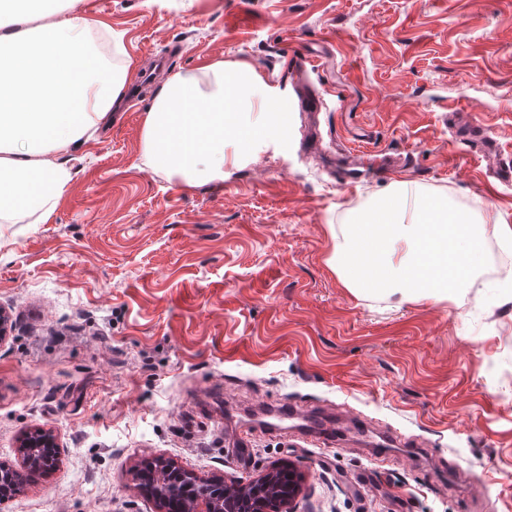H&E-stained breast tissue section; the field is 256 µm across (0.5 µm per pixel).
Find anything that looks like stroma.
Masks as SVG:
<instances>
[{
  "label": "stroma",
  "mask_w": 512,
  "mask_h": 512,
  "mask_svg": "<svg viewBox=\"0 0 512 512\" xmlns=\"http://www.w3.org/2000/svg\"><path fill=\"white\" fill-rule=\"evenodd\" d=\"M135 70L248 64L278 103L308 58L319 115L289 112L257 154L188 186L142 162L149 84L124 122L62 162L45 223L0 216V463L24 433L55 470L0 512H157L135 480L163 457L207 479L294 463L298 512H512V282L479 266L436 305L359 295L327 263L330 229L399 184L512 225V0H84ZM456 112H449V105ZM483 126L499 152L456 137ZM399 172L340 184L335 140ZM288 402L326 418H254ZM251 432L249 447L227 438ZM27 448H42V451L54 453L56 449V460L58 454L59 443L56 435L50 429L38 427L34 431L28 433L20 443V452L23 456L24 467L41 468L45 464H50L52 461L43 458L42 452H29ZM53 461V464L56 463Z\"/></svg>",
  "instance_id": "35a3bbf8"
}]
</instances>
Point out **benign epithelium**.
Here are the masks:
<instances>
[{
    "instance_id": "7a95c632",
    "label": "benign epithelium",
    "mask_w": 512,
    "mask_h": 512,
    "mask_svg": "<svg viewBox=\"0 0 512 512\" xmlns=\"http://www.w3.org/2000/svg\"><path fill=\"white\" fill-rule=\"evenodd\" d=\"M40 448H59L56 435L50 429L38 427L28 433L20 443V452L23 456L24 466L41 468L49 463L43 458ZM163 467L154 470L152 479L154 498L159 509L167 508L170 471L176 464L165 459L160 460ZM288 480V493L280 492L283 480ZM304 476L297 467L290 463L286 467H272L260 472L248 481H235L227 483L220 478L197 479L200 484H209L217 491H204L193 503L186 506V512H265L263 502L255 500L260 493L274 496L276 512H294L292 503L302 490Z\"/></svg>"
}]
</instances>
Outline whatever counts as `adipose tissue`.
Segmentation results:
<instances>
[{"label":"adipose tissue","instance_id":"adipose-tissue-1","mask_svg":"<svg viewBox=\"0 0 512 512\" xmlns=\"http://www.w3.org/2000/svg\"><path fill=\"white\" fill-rule=\"evenodd\" d=\"M0 0V208L45 222L70 180L60 157L98 129L121 97L126 69L89 42L103 24L45 0L19 14ZM281 127L274 96L247 64L215 60L174 74L143 125L144 165L182 182L224 178L226 145L261 150ZM329 264L346 287L433 304L451 300L476 270L482 236L444 197L400 187L331 234Z\"/></svg>","mask_w":512,"mask_h":512}]
</instances>
